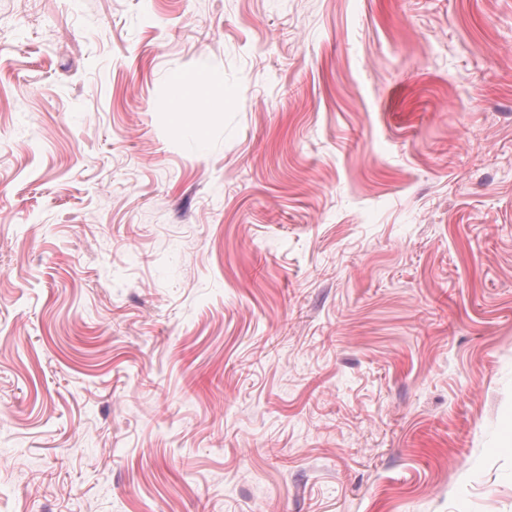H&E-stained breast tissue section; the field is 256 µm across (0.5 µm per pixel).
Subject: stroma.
Instances as JSON below:
<instances>
[{
  "instance_id": "1",
  "label": "stroma",
  "mask_w": 512,
  "mask_h": 512,
  "mask_svg": "<svg viewBox=\"0 0 512 512\" xmlns=\"http://www.w3.org/2000/svg\"><path fill=\"white\" fill-rule=\"evenodd\" d=\"M0 512H512V0H0ZM208 67L202 63L198 69H189L174 74L166 95V110L172 126L181 130L193 126L197 141H205V128L197 121L199 114L221 112V104L210 96L205 76ZM190 110L194 112H190Z\"/></svg>"
}]
</instances>
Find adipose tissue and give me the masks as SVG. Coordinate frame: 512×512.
<instances>
[{"mask_svg":"<svg viewBox=\"0 0 512 512\" xmlns=\"http://www.w3.org/2000/svg\"><path fill=\"white\" fill-rule=\"evenodd\" d=\"M207 65L174 74L166 95V110L175 129L192 127L197 141H204L205 128L198 115L220 111L221 104L207 89Z\"/></svg>","mask_w":512,"mask_h":512,"instance_id":"ef3b65f1","label":"adipose tissue"}]
</instances>
